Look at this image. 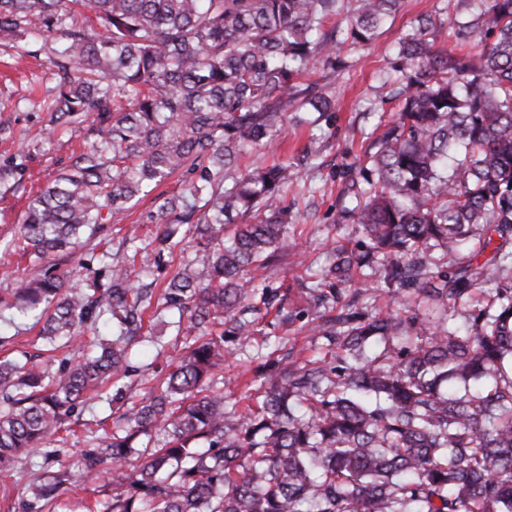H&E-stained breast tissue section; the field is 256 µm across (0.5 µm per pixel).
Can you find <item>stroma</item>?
Wrapping results in <instances>:
<instances>
[{
  "label": "stroma",
  "mask_w": 512,
  "mask_h": 512,
  "mask_svg": "<svg viewBox=\"0 0 512 512\" xmlns=\"http://www.w3.org/2000/svg\"><path fill=\"white\" fill-rule=\"evenodd\" d=\"M442 6V0H402L399 12L373 44L343 48L340 58L344 66L327 81L326 92L335 103L329 120L313 124L289 121L285 134L269 141L257 153L241 158L240 168L245 171L293 159L310 137L323 143L314 178L299 174L297 181L284 189L293 225L277 264L269 271L273 286L295 288L313 280L321 268L329 265L334 247H353L364 240L362 226L340 218L338 212L343 191L358 176V161L368 143L367 135L378 120L369 107L379 103L385 94L381 72L386 69L399 38L417 17H440ZM49 56V49L44 48L21 59L12 42H0V127L9 130L8 135L0 137V166L8 164L16 154L27 156L20 187L12 190L0 186V250L16 247L28 195L66 168L87 136L81 125L51 136L45 132L46 108L56 84ZM152 203V198H143L112 223L103 225L82 244L77 260L88 264L107 251L116 262H125L126 240L144 245L157 233L156 225L146 221ZM177 319L174 312L163 313L158 319L146 317L140 336L131 342L132 371L123 381L131 401L145 397L176 367L183 348L174 326ZM43 347L33 319L20 318L14 311L0 308V360L35 356ZM256 364V359L248 355L231 356L216 375L223 383L229 409L237 413L246 409L242 396ZM122 413V408L109 406L95 392L86 393L75 419L49 436L31 461L18 465L12 475L0 477V512H20L18 504L26 484L53 468L45 460L46 453L61 448L70 456H80L95 448L100 429H121ZM111 492V474L103 468L82 488L60 490L43 512H85V504Z\"/></svg>",
  "instance_id": "1"
}]
</instances>
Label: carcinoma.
Wrapping results in <instances>:
<instances>
[{
	"label": "carcinoma",
	"instance_id": "1",
	"mask_svg": "<svg viewBox=\"0 0 512 512\" xmlns=\"http://www.w3.org/2000/svg\"><path fill=\"white\" fill-rule=\"evenodd\" d=\"M68 0H0V39L57 42L58 84L47 135L87 124L90 142L29 199L23 255L36 266L11 307L42 322L52 348L78 343L55 371L0 361V473L43 445L84 393L131 365L125 337L151 292L105 260L71 282L82 236L180 172L177 198H153L156 245L131 253L161 270L179 227L203 254L179 262L168 307L188 313L186 352L158 392L123 413L122 434L29 484L23 512L111 464L112 495L93 512H512V0H447L453 26L412 23L382 75L390 91L340 217L366 241L338 246L308 286L310 331L331 359L290 350L260 363L261 404L241 416L206 389L224 356L253 346L247 300L296 319L288 292L250 288L279 258L293 224L288 170L316 164L313 141L291 164L237 174L240 157L285 131L288 113L325 114L317 70L336 73L345 43L369 45L401 0H81L102 21L71 20ZM334 17L345 28H326ZM453 37L459 53L433 50ZM478 38L480 50L463 49ZM395 103L384 116L383 104ZM482 264L448 270L472 240ZM202 270H197V265ZM428 304L403 319L344 304L355 280ZM496 287H491V284ZM469 303L464 329L448 310ZM103 324L82 343L88 326Z\"/></svg>",
	"mask_w": 512,
	"mask_h": 512
}]
</instances>
